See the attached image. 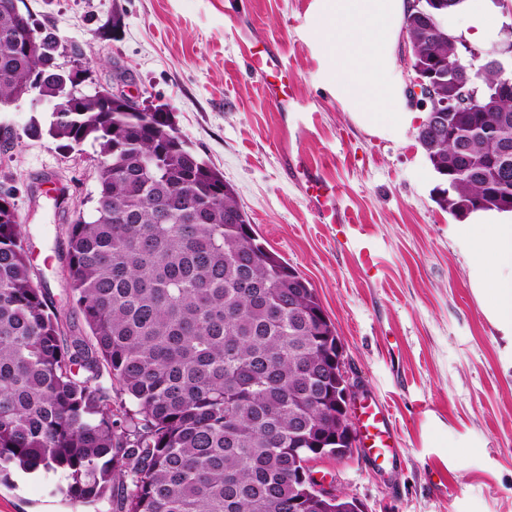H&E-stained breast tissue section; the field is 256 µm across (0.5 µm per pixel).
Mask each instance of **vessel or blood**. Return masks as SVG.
Here are the masks:
<instances>
[{"label": "vessel or blood", "instance_id": "1", "mask_svg": "<svg viewBox=\"0 0 512 512\" xmlns=\"http://www.w3.org/2000/svg\"><path fill=\"white\" fill-rule=\"evenodd\" d=\"M251 67L263 80L264 93L280 111L288 109V84L275 81L274 73L280 72L282 59L279 50L263 49L251 55ZM295 174L301 175L308 197L320 213L332 209L336 198V186L313 168L294 166ZM362 450L369 463L391 464L400 457V443L392 415L387 404L377 396L365 395L358 403Z\"/></svg>", "mask_w": 512, "mask_h": 512}]
</instances>
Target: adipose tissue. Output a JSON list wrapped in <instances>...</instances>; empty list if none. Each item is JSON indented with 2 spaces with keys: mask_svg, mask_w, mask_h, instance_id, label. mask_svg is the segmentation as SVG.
Segmentation results:
<instances>
[{
  "mask_svg": "<svg viewBox=\"0 0 512 512\" xmlns=\"http://www.w3.org/2000/svg\"><path fill=\"white\" fill-rule=\"evenodd\" d=\"M411 0H314L305 27L319 76L343 111L375 133L405 135L417 120L395 65ZM496 0H460L442 18L454 37L484 42L498 34ZM472 259L493 298V314L512 326V213L477 211L467 223Z\"/></svg>",
  "mask_w": 512,
  "mask_h": 512,
  "instance_id": "obj_1",
  "label": "adipose tissue"
}]
</instances>
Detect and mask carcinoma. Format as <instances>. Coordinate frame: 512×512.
Here are the masks:
<instances>
[{"label":"carcinoma","mask_w":512,"mask_h":512,"mask_svg":"<svg viewBox=\"0 0 512 512\" xmlns=\"http://www.w3.org/2000/svg\"><path fill=\"white\" fill-rule=\"evenodd\" d=\"M460 0H424L430 38L420 57L474 69V111L455 113L468 152L448 181L434 158L455 143L423 124L416 138L449 194L455 217L499 211L512 194L492 168L495 150L479 113L495 85L512 78L471 57L441 18ZM0 0V110L33 86L47 101L63 92L37 70L58 44L30 14ZM79 107L53 112L47 129L61 148H96L98 184L89 213L66 225L69 305L91 339L67 324L34 283L11 204L0 197V474L62 471L66 496L114 500L117 512H362L353 497L320 508L299 474L341 422L336 408V326L310 284L269 251L224 175L196 155L168 112L104 110L76 91ZM248 278L257 288H237Z\"/></svg>","instance_id":"obj_1"}]
</instances>
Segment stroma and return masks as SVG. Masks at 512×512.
<instances>
[{"mask_svg":"<svg viewBox=\"0 0 512 512\" xmlns=\"http://www.w3.org/2000/svg\"><path fill=\"white\" fill-rule=\"evenodd\" d=\"M313 0H24L39 26L82 50L93 85L173 115L193 151L222 172L265 245L313 286L335 324L358 391L387 401L397 466L361 449L318 458L363 512H512V330L469 255L466 226L435 201L437 180L414 133L379 136L344 112L318 81L305 20ZM280 49L287 114L250 73L243 46ZM49 109L33 100L0 112V193L10 192L29 238L32 277L68 321L65 227L90 211L91 146L67 152L47 136ZM320 167L339 188L330 223L310 204L282 152ZM63 473L0 479V512H112L75 502Z\"/></svg>","mask_w":512,"mask_h":512,"instance_id":"obj_1","label":"stroma"}]
</instances>
